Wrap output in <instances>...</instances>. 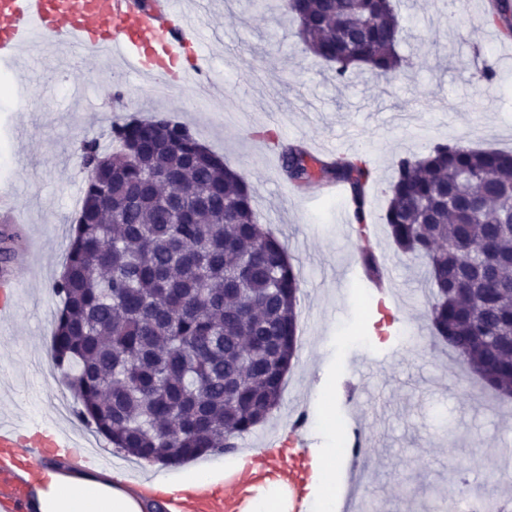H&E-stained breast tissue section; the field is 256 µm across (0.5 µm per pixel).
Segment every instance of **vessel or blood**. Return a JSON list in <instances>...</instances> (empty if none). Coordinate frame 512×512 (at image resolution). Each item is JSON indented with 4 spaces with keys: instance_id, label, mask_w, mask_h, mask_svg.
Here are the masks:
<instances>
[{
    "instance_id": "b4317fda",
    "label": "vessel or blood",
    "mask_w": 512,
    "mask_h": 512,
    "mask_svg": "<svg viewBox=\"0 0 512 512\" xmlns=\"http://www.w3.org/2000/svg\"><path fill=\"white\" fill-rule=\"evenodd\" d=\"M201 35L200 14L186 0H0V62H15L23 49L58 39L75 64L107 52L123 72L190 85L210 67L205 54L194 57L190 68L180 66L188 45ZM21 283L20 264L0 274V318L16 310ZM75 442L51 417L39 423L1 422L0 456L9 463L0 467V512L23 507L25 483L15 466L70 458ZM284 453L275 442L242 449L240 465L225 471L223 487L168 495V512H248L253 486L278 474L288 482V512H304L306 474L285 470Z\"/></svg>"
}]
</instances>
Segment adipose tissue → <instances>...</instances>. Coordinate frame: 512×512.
I'll use <instances>...</instances> for the list:
<instances>
[{"instance_id": "adipose-tissue-1", "label": "adipose tissue", "mask_w": 512, "mask_h": 512, "mask_svg": "<svg viewBox=\"0 0 512 512\" xmlns=\"http://www.w3.org/2000/svg\"><path fill=\"white\" fill-rule=\"evenodd\" d=\"M335 455L332 448L312 451L313 474L307 485L310 512H335ZM28 507L30 512H142L143 498L116 473H50L37 481Z\"/></svg>"}]
</instances>
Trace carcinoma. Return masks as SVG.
<instances>
[{
  "mask_svg": "<svg viewBox=\"0 0 512 512\" xmlns=\"http://www.w3.org/2000/svg\"><path fill=\"white\" fill-rule=\"evenodd\" d=\"M299 24L303 50L334 78L364 67L390 82L408 64L394 0H274ZM109 144L82 143L81 189L63 272L52 358L77 418L136 461L176 464L230 453L280 406L297 351L299 276L258 224L243 175L163 115L112 123ZM299 192L341 184L352 223L369 224L373 168L281 151ZM385 225L431 285L433 336L483 387L512 398V151L438 142L394 162ZM474 245L487 258L462 260ZM366 276L382 268L364 254Z\"/></svg>",
  "mask_w": 512,
  "mask_h": 512,
  "instance_id": "1",
  "label": "carcinoma"
}]
</instances>
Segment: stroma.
Masks as SVG:
<instances>
[{
  "label": "stroma",
  "instance_id": "obj_1",
  "mask_svg": "<svg viewBox=\"0 0 512 512\" xmlns=\"http://www.w3.org/2000/svg\"><path fill=\"white\" fill-rule=\"evenodd\" d=\"M409 17L400 46L409 65L385 84L356 69L336 82L327 64L305 56L292 18L272 20L253 0H211L204 28L222 34L210 47L212 75L221 80L224 109L203 111L193 87L155 96L135 75L97 61L73 71L61 48L23 51L11 65L10 96L0 101V145L9 166L0 173L17 201L9 246L25 255L16 313L0 329V413L23 420L51 416L67 392L63 379H45L41 352L51 345L60 306L53 292L64 264L60 235L75 216L71 201L87 178L77 149L106 140L113 121L162 112L190 127L225 164L245 176L261 224L284 244L301 274L298 305L308 342L298 349L273 417L244 437L258 448L269 435L287 437L297 413L330 418L310 426L306 444L333 448L340 435L363 424L368 477L352 484L347 459L336 458V497L348 489L368 512H414L438 497L476 492L512 497V466L488 468L498 449L512 448V403L494 398L467 374L457 356L430 332L425 311L430 284L420 265L401 256L382 220L396 158L458 141L475 150L512 151V72L493 85L483 73L512 52L491 17L490 0H399ZM71 82H64V75ZM273 127L272 135L261 132ZM300 143L324 156L372 157L376 180L368 191L372 250L394 276L397 295L383 303L366 277L345 279L362 250L344 225L348 196L300 193L283 179L273 141ZM209 455L179 465L134 462L127 480L183 473L222 463Z\"/></svg>",
  "mask_w": 512,
  "mask_h": 512
}]
</instances>
